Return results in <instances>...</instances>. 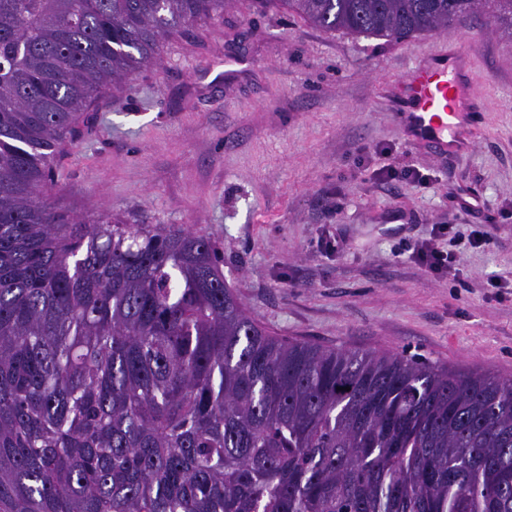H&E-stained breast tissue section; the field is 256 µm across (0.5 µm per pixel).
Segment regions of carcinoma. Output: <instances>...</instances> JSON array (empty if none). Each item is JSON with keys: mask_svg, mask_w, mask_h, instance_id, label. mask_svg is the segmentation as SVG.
I'll return each instance as SVG.
<instances>
[{"mask_svg": "<svg viewBox=\"0 0 512 512\" xmlns=\"http://www.w3.org/2000/svg\"><path fill=\"white\" fill-rule=\"evenodd\" d=\"M231 0H0V512H512V381L272 336L175 224L69 219L85 112ZM398 41L512 0H254Z\"/></svg>", "mask_w": 512, "mask_h": 512, "instance_id": "1", "label": "carcinoma"}]
</instances>
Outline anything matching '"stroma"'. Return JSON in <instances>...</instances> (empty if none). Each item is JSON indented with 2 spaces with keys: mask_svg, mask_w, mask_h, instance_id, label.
I'll use <instances>...</instances> for the list:
<instances>
[{
  "mask_svg": "<svg viewBox=\"0 0 512 512\" xmlns=\"http://www.w3.org/2000/svg\"><path fill=\"white\" fill-rule=\"evenodd\" d=\"M450 40L475 53L490 107L471 152L441 158L404 140L378 88ZM84 125L55 162L51 196L67 217L104 210L205 236L274 336L512 380V295L495 287L512 280V37L488 12L386 41L233 0L167 40ZM377 144L389 156H362ZM388 163L423 182L381 181ZM457 183L485 202L473 218L451 199ZM468 220L490 240L447 278L403 254L432 225ZM326 236L345 249L322 252Z\"/></svg>",
  "mask_w": 512,
  "mask_h": 512,
  "instance_id": "35a3bbf8",
  "label": "stroma"
}]
</instances>
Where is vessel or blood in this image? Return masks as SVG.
<instances>
[{
	"label": "vessel or blood",
	"mask_w": 512,
	"mask_h": 512,
	"mask_svg": "<svg viewBox=\"0 0 512 512\" xmlns=\"http://www.w3.org/2000/svg\"><path fill=\"white\" fill-rule=\"evenodd\" d=\"M413 145L436 155H464L478 135L485 98L476 89L475 56L454 44L436 49L379 88Z\"/></svg>",
	"instance_id": "1"
}]
</instances>
